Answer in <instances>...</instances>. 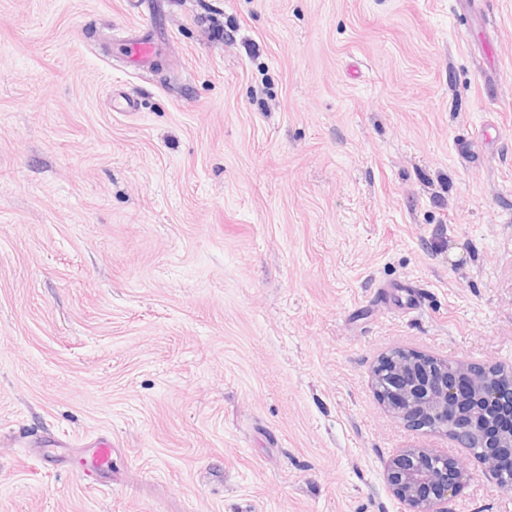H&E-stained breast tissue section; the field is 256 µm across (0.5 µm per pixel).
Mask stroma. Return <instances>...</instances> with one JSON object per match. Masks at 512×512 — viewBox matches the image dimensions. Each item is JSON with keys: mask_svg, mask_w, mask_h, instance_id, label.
I'll list each match as a JSON object with an SVG mask.
<instances>
[{"mask_svg": "<svg viewBox=\"0 0 512 512\" xmlns=\"http://www.w3.org/2000/svg\"><path fill=\"white\" fill-rule=\"evenodd\" d=\"M480 9L0 0V512H406L413 446L469 470L448 512H512L371 383L512 364V0ZM161 43L132 36L126 43V59L132 69L150 65L161 50Z\"/></svg>", "mask_w": 512, "mask_h": 512, "instance_id": "stroma-1", "label": "stroma"}]
</instances>
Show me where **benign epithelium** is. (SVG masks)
I'll return each mask as SVG.
<instances>
[{"mask_svg":"<svg viewBox=\"0 0 512 512\" xmlns=\"http://www.w3.org/2000/svg\"><path fill=\"white\" fill-rule=\"evenodd\" d=\"M373 384L394 418L431 430L463 434L473 461L495 480L512 489V424L498 428L492 439L487 424L496 420L495 408L512 399V366L491 364L476 368L462 362L394 350L373 369ZM456 477L448 481V458L429 448H407L385 468L392 493L407 512H439L465 475L454 464Z\"/></svg>","mask_w":512,"mask_h":512,"instance_id":"benign-epithelium-1","label":"benign epithelium"}]
</instances>
